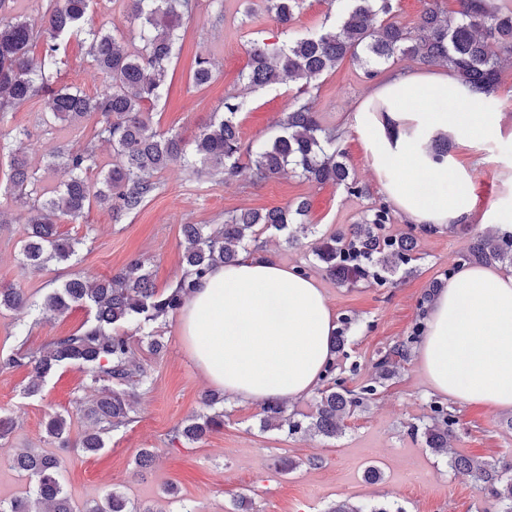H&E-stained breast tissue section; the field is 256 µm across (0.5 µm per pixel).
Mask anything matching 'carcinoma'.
<instances>
[{
  "instance_id": "carcinoma-1",
  "label": "carcinoma",
  "mask_w": 512,
  "mask_h": 512,
  "mask_svg": "<svg viewBox=\"0 0 512 512\" xmlns=\"http://www.w3.org/2000/svg\"><path fill=\"white\" fill-rule=\"evenodd\" d=\"M100 0H50L40 24L23 13L0 23V114L38 95L49 98L46 125H73L94 114L100 118L88 139L76 147L58 150L50 156L46 169H60L66 175L50 192L40 189L39 168L23 158V142L0 141V152L11 157L10 179L15 202L28 208L29 231L21 241L22 265L42 270L54 261L66 264L76 255L83 241L57 235L62 217L77 219L96 204L120 223L136 214L159 190L156 175L178 162L192 173L227 179L235 176L242 157L253 164L258 182L280 175L292 165L301 176L317 184H332L349 196L363 193L350 174L346 151L327 126L309 98L310 91L323 75L344 58L357 62L363 74L372 78L376 68L409 60L426 66L452 70L465 85L488 94L483 105L496 103L495 91L504 63L512 60V0H459L458 18H449L438 4L426 7L415 26L395 20V0H341L343 9L329 29L293 36L281 44L254 45L250 51L245 79L249 86L262 88L283 82H300L294 105L280 122V133L270 141L253 145L243 141L237 113L241 103L224 99L223 111L215 120L188 141L178 133L154 128L149 115L167 90L170 65L175 50L184 39L186 24L196 7L195 0H126L128 14L138 23L140 48L130 51L113 34L85 26L86 16ZM303 0H266V10L287 27ZM79 39L88 58L105 75L102 90L89 97L80 89L60 82V64L71 39ZM42 44L39 58L32 49ZM213 73L210 60L195 58L192 83L207 85ZM112 147L114 161L108 170L99 169L98 146ZM99 170L92 186L87 174ZM308 207L301 202L294 208L265 212L244 210L224 218V224H183V273L166 293H158L145 262L133 258L102 280L89 281L76 276L49 293L43 303L33 304L18 288H0V309L33 307L45 317L62 314L73 305L94 309V319L75 333L58 336L38 352L26 340L0 358L3 368H32L35 379L30 395L40 390V381L68 364L86 367L91 382L101 381L99 396L83 406L91 429L80 441L85 455H96L105 448L104 435L133 422L128 387L145 385L147 369L132 356L126 334L119 328L136 323L149 338V349L157 354L161 344L148 327L173 315L183 306L198 281L217 266L232 263L242 251H263L259 232H288V243L298 244L315 234L306 222ZM390 206L380 202L369 209L359 224L346 231L322 236L310 243L316 266L331 277L357 284H384L413 260L416 238L408 232L389 234ZM500 264L512 266V226L502 224L495 231L474 236L457 264ZM424 323L418 321L407 341L384 355L376 364L377 376L353 392L345 380L336 376V360L328 362L322 378L320 400L315 414L305 422L286 415L281 401L261 405L260 427L283 430L289 435L308 434L337 438L344 421L377 392V384L394 374L392 357L408 358L410 346L421 335ZM429 422L411 427L410 434L424 439L427 447L445 453L453 434L454 416L444 404L429 405ZM224 426V413H202L188 419L175 431V437L198 443ZM47 435L61 443L68 438L65 415L55 413L47 422ZM12 465L33 482L35 494L10 501L0 499V512H154L131 503L123 493L112 490L102 500L82 508L73 505L64 488V460L36 448H26L12 458ZM454 471L472 474L475 482L502 508L512 512V466L502 467L475 457L454 456L449 460ZM326 512H403L387 504L366 507L342 499Z\"/></svg>"
}]
</instances>
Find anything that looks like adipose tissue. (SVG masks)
I'll return each instance as SVG.
<instances>
[{"mask_svg": "<svg viewBox=\"0 0 512 512\" xmlns=\"http://www.w3.org/2000/svg\"><path fill=\"white\" fill-rule=\"evenodd\" d=\"M468 86L445 71H399L373 87L350 117L380 189L411 224L442 230L475 215L471 175L436 160L431 143L461 147L502 134L494 112H472ZM416 359L431 388L464 403L512 409V276L462 266L437 294ZM185 349L211 385L242 403L313 394L336 320L316 281L274 256L241 252L213 268L178 318Z\"/></svg>", "mask_w": 512, "mask_h": 512, "instance_id": "adipose-tissue-1", "label": "adipose tissue"}]
</instances>
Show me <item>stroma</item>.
<instances>
[{
    "instance_id": "1",
    "label": "stroma",
    "mask_w": 512,
    "mask_h": 512,
    "mask_svg": "<svg viewBox=\"0 0 512 512\" xmlns=\"http://www.w3.org/2000/svg\"><path fill=\"white\" fill-rule=\"evenodd\" d=\"M89 27L115 32L119 41L133 46V29L126 20L125 0H100L86 17ZM284 36L265 0H198L186 34L172 60V83L167 95L151 114L155 127L175 131L190 139L222 111L225 98L241 104L238 121L244 141L261 143L275 135L277 123L293 102L291 85L249 89L241 74L249 62L252 42L275 43ZM211 59L213 77L204 87L191 81L195 56ZM61 80L80 87L87 95L102 88L103 76L90 62L79 40H72L61 66ZM373 80L365 78L351 60L324 75L313 89L315 108L325 124L343 132L342 147L348 154L351 173L363 187L359 196L347 195L331 184L308 182L295 173L264 182L254 181L249 159H241V173L228 180L196 176L174 164L158 176L159 192L142 211L121 223L110 212L92 208L82 218L58 223L59 234L84 239L85 244L71 268L52 265L32 273L20 264V242L28 229V214L8 194L0 195V286L22 289L39 301L70 274L105 277L130 259L146 262L158 292H165L181 274L183 250L181 227L185 224H220L225 215L244 209L268 210L305 199L308 223L317 234L331 233L360 223L382 198L360 137L348 118L370 93ZM497 112L505 136L486 138L479 153L492 164L474 166L473 155L452 148L451 156L471 171V189L477 216L467 227L456 226L418 236L412 275L396 274L381 285H342L322 270L310 267L307 245H288L282 233H263L268 254L290 268L307 267L317 281L336 318H350L343 353L336 356V372L348 388L355 389L375 377L376 364L391 347L406 341L427 307L424 294L432 282L442 281L451 264L464 251L474 233L487 229L482 214L497 204L504 189L502 170L512 167V65H504L496 92ZM47 99L37 96L9 112L5 129L23 132V147L32 166L42 170V185L53 188L64 178L62 171L46 169L49 156L58 148L77 144L91 127L90 121L72 126H43ZM93 311L76 306L45 319L32 310L0 312V356L15 348L17 328L28 330L27 345L37 351L54 337L74 333ZM163 343L153 354L134 325H127L133 353L150 372L148 385L137 388L129 426L105 437L106 447L88 456L80 450L59 448L46 434L49 415L69 414L70 440L89 427L79 412L81 404L95 396L86 370L67 365L47 376L39 393L27 396L30 369L0 368V415L10 417L14 428L0 437V499L25 495L29 481L9 466L11 457L24 448L59 452L65 460L63 481L76 506L102 497L108 490L123 492L132 502L156 512H228L234 498H247L249 512H326L331 503L349 498L371 506L387 503L404 512H498L497 507L471 477L449 470L455 454L485 461L512 463V430L504 421L512 412L484 405L449 402L455 417L454 434L446 453L438 454L414 440L409 430L429 414L435 394L415 361L397 367L394 376L379 387L367 408L348 418L343 434L289 436L278 430L260 431L259 408L233 400L224 402V425L203 441L189 444L174 438V429L203 411L209 384L189 359L177 316L154 325ZM151 448L156 462L137 474L139 449ZM291 461L284 471L279 461ZM377 468L380 478L369 482L365 473ZM174 485L176 499L164 489Z\"/></svg>"
}]
</instances>
